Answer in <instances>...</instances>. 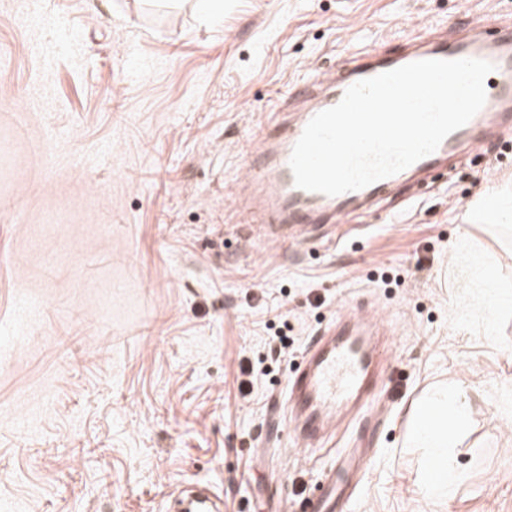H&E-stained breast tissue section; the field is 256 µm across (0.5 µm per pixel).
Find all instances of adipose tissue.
<instances>
[{
    "label": "adipose tissue",
    "instance_id": "adipose-tissue-1",
    "mask_svg": "<svg viewBox=\"0 0 512 512\" xmlns=\"http://www.w3.org/2000/svg\"><path fill=\"white\" fill-rule=\"evenodd\" d=\"M468 409L467 401H460L456 409L448 407L447 389L436 390L434 398L418 402L413 409V440L425 448L430 465L423 478L427 497L439 499L448 492V484L455 474L448 466V441L450 433L444 422L446 415L463 421Z\"/></svg>",
    "mask_w": 512,
    "mask_h": 512
}]
</instances>
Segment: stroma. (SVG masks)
I'll list each match as a JSON object with an SVG mask.
<instances>
[{
	"label": "stroma",
	"mask_w": 512,
	"mask_h": 512,
	"mask_svg": "<svg viewBox=\"0 0 512 512\" xmlns=\"http://www.w3.org/2000/svg\"><path fill=\"white\" fill-rule=\"evenodd\" d=\"M512 0H45L0 13V512H281L340 451L373 450L349 512H512V119L378 211L258 232L238 179L314 69L394 54ZM386 329L373 406L324 445L274 436L299 358L337 315ZM286 315L294 356L249 396ZM470 409L447 498L421 492L411 412ZM218 497L209 488H197V493L189 492L179 500L182 512H217Z\"/></svg>",
	"instance_id": "stroma-1"
}]
</instances>
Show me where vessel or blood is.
Segmentation results:
<instances>
[{
	"instance_id": "obj_1",
	"label": "vessel or blood",
	"mask_w": 512,
	"mask_h": 512,
	"mask_svg": "<svg viewBox=\"0 0 512 512\" xmlns=\"http://www.w3.org/2000/svg\"><path fill=\"white\" fill-rule=\"evenodd\" d=\"M477 58L495 69L485 80L487 100L465 126L450 134L438 149L411 165V172L426 171L448 155L467 148L476 152L486 137L512 112V26L486 15L468 20L463 28L449 27L436 39L411 45L398 56L365 55L351 67L330 74L309 75L297 101H286L276 114L273 134L260 140L246 163V190L258 223L271 240L297 238L318 224H338L349 213L387 197L397 176L349 193L330 197L295 186L289 158L306 124L318 112L338 104L355 82L427 59ZM377 320L345 316L328 332L316 336L287 388L286 429L306 446L318 445L334 429L342 411L364 402L370 393L376 365L390 360L389 347L374 341ZM362 456L337 455L323 473L316 499H303V512L319 508L336 512L352 470L361 469ZM181 512H218V497L209 488L183 495Z\"/></svg>"
}]
</instances>
